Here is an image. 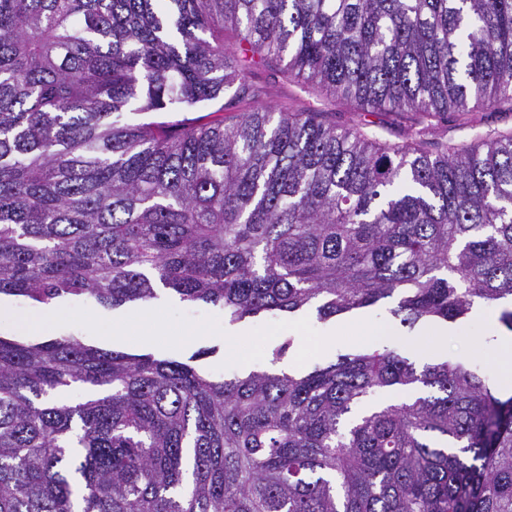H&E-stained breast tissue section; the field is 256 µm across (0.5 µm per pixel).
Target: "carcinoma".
<instances>
[{
  "mask_svg": "<svg viewBox=\"0 0 512 512\" xmlns=\"http://www.w3.org/2000/svg\"><path fill=\"white\" fill-rule=\"evenodd\" d=\"M269 63L369 112H512V0H0V296L232 325L397 293L409 328L512 301V134L381 143L260 103ZM229 90L231 125L127 117ZM0 512H512V396L388 347L214 380L0 335Z\"/></svg>",
  "mask_w": 512,
  "mask_h": 512,
  "instance_id": "cac0c4a2",
  "label": "carcinoma"
}]
</instances>
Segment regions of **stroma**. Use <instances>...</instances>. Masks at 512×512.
<instances>
[{
  "instance_id": "1",
  "label": "stroma",
  "mask_w": 512,
  "mask_h": 512,
  "mask_svg": "<svg viewBox=\"0 0 512 512\" xmlns=\"http://www.w3.org/2000/svg\"><path fill=\"white\" fill-rule=\"evenodd\" d=\"M254 81L267 88V103L288 107L294 112L313 111L322 122L352 128L387 143L403 142L408 133L430 127L427 147L437 150L444 143L468 142L486 134L512 133V112H452L444 118H429L417 112H366L354 103L339 100L320 92L312 85L300 82L285 74L273 75L266 69H257ZM240 107L228 104L226 99L204 102L189 112H148L139 114L138 122H174L210 120L223 116L225 122L234 121ZM6 305L0 314V334L20 336L32 341H47L63 336L79 337L85 344L114 348L130 353H151L158 358L181 361L195 359L196 365L210 377L223 378L224 374L244 375L257 369H269L268 349L280 344L284 338L293 337L294 344L280 361L281 370L290 371L302 362L326 365L337 355L356 351L367 345H390L404 353H412L424 341L429 324L415 328L400 324L391 310L393 300L385 299L375 306L359 310L356 316H342L320 320L315 309L307 308L296 316L258 317L245 319L237 325L224 321L221 307L180 300L165 293L153 309L168 327L166 336L153 343L144 344L130 336L123 340L103 338L102 329L112 323L135 316L139 308L125 305L115 309L100 306L93 301L71 299L49 308L35 306L23 299H0ZM357 318L372 324L373 335L364 338L338 337L337 332L350 319ZM239 341L246 355L245 360L226 356L225 350L232 341ZM448 347L444 359L470 364L487 371L493 380H500L501 367L489 344L486 323L477 314L449 323ZM485 344V351H478V344ZM209 354L198 357L200 349Z\"/></svg>"
}]
</instances>
